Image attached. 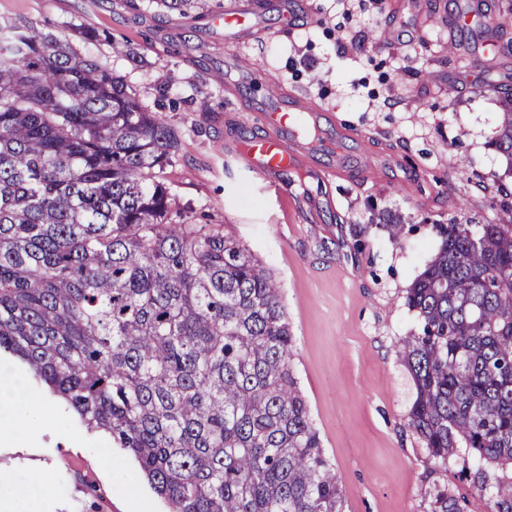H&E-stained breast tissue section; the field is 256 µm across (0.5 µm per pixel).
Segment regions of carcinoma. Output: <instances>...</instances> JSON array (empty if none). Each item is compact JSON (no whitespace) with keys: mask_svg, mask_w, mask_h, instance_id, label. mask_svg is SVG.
I'll return each instance as SVG.
<instances>
[{"mask_svg":"<svg viewBox=\"0 0 512 512\" xmlns=\"http://www.w3.org/2000/svg\"><path fill=\"white\" fill-rule=\"evenodd\" d=\"M491 146L512 172V99ZM179 147L69 37L0 27V351L109 433L168 512H345L278 281L224 231L171 219ZM431 229L406 294L409 426L441 465L460 448L512 464V224Z\"/></svg>","mask_w":512,"mask_h":512,"instance_id":"obj_1","label":"carcinoma"}]
</instances>
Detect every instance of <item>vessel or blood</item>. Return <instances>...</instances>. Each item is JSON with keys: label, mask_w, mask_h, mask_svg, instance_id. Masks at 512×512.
<instances>
[{"label": "vessel or blood", "mask_w": 512, "mask_h": 512, "mask_svg": "<svg viewBox=\"0 0 512 512\" xmlns=\"http://www.w3.org/2000/svg\"><path fill=\"white\" fill-rule=\"evenodd\" d=\"M320 109V104L297 92H289L287 111L277 110L265 116L270 135L242 148L241 154L250 169L266 174L285 171L297 165L302 159L303 147L291 122Z\"/></svg>", "instance_id": "obj_1"}]
</instances>
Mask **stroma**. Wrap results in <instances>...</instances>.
I'll return each mask as SVG.
<instances>
[{"label":"stroma","mask_w":512,"mask_h":512,"mask_svg":"<svg viewBox=\"0 0 512 512\" xmlns=\"http://www.w3.org/2000/svg\"><path fill=\"white\" fill-rule=\"evenodd\" d=\"M235 2L251 13L239 37L216 18L226 0L188 13L147 0H0V20L108 32L124 53L80 39L73 47L121 76L147 109L166 86L163 116L180 140L168 169L173 218L223 228L278 279L292 363L346 512H434L437 493L456 488L464 512H497L512 465L464 448L444 466L428 455L408 426L414 386L399 350L417 325L406 291L438 245L431 225L512 217V177L491 147L512 96V25L492 21L505 0H484L469 24L459 17L475 0ZM245 58L324 107L301 132L302 162L286 173L257 174L235 155L266 134L262 113L288 104L256 92ZM379 215L404 224L400 241L372 224ZM360 224L368 231L357 255ZM24 383L48 399L34 426L55 496L46 502L20 466L0 499L18 512H131L137 493L147 512H166L107 434L88 432L45 385Z\"/></svg>","instance_id":"stroma-1"}]
</instances>
